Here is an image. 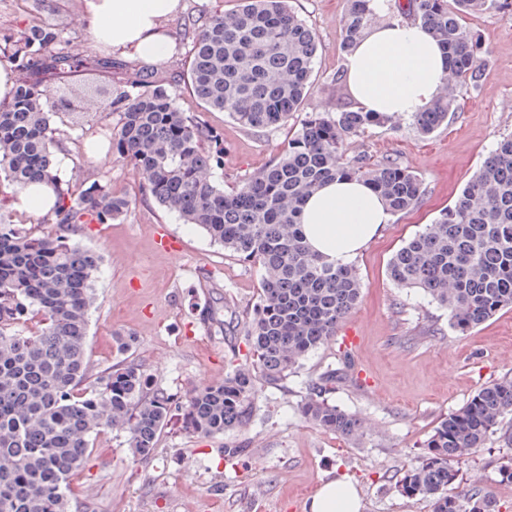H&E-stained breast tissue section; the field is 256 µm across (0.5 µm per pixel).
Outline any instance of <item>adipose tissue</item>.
<instances>
[{"label":"adipose tissue","instance_id":"adipose-tissue-1","mask_svg":"<svg viewBox=\"0 0 512 512\" xmlns=\"http://www.w3.org/2000/svg\"><path fill=\"white\" fill-rule=\"evenodd\" d=\"M180 0H83L92 45L107 44L148 65L164 61L171 42L163 23ZM346 81L364 110L411 116L435 99L448 74V56L420 25L396 18L375 25L348 54ZM392 215L366 183L336 180L313 194L303 208L305 237L317 252L347 263L378 234ZM308 512H360L345 482L323 484Z\"/></svg>","mask_w":512,"mask_h":512}]
</instances>
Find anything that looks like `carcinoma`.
Here are the masks:
<instances>
[{
  "label": "carcinoma",
  "mask_w": 512,
  "mask_h": 512,
  "mask_svg": "<svg viewBox=\"0 0 512 512\" xmlns=\"http://www.w3.org/2000/svg\"><path fill=\"white\" fill-rule=\"evenodd\" d=\"M509 0H409L397 6L413 16L447 51L451 75L464 87L482 76L479 37L466 25L472 14L511 6ZM373 0H349L342 18L348 52L376 21ZM59 33L35 25L15 40L12 57L28 77L0 101V183L15 190L48 185L56 204L42 219L55 233L37 235L24 224H0V512H70L68 484L83 467L95 436L126 434L132 454L151 455L175 416L182 429L212 436L245 429L256 415L258 383L288 378L313 350L336 334L356 306V267L336 264L304 241L302 207L329 181L368 183L391 213L417 206L422 182L412 171L349 146L372 127L392 123L384 112L346 103L332 114L312 113L270 165L226 191L214 179L219 134L182 111L173 81L141 70L100 95L117 116L110 144L145 174V192L214 243L261 269V287L246 336L255 359L224 379L195 387L176 401L148 391L132 363H118L89 379L86 339L97 297L102 256L71 239L75 225L125 216L128 197L98 181L65 180L54 163L62 139L57 118L85 117L81 100L63 77L88 66L112 67V58L89 63L58 47ZM316 37L288 0H242L192 27L188 81L209 110L226 112L246 129L277 128L311 94ZM443 82L432 104L412 116L429 136L457 110ZM400 288L426 292L448 311L453 328L467 333L512 308V134L502 137L436 223L427 224L392 255L387 267ZM43 316L37 336L23 334L29 316ZM336 371L325 372L301 404L309 423L345 437L358 434L357 417L326 398ZM512 413V377L481 389L442 418L398 491L432 500L433 512H499L489 489L448 492L459 463L484 447L500 418Z\"/></svg>",
  "instance_id": "obj_1"
}]
</instances>
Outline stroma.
Wrapping results in <instances>:
<instances>
[{
  "instance_id": "1",
  "label": "stroma",
  "mask_w": 512,
  "mask_h": 512,
  "mask_svg": "<svg viewBox=\"0 0 512 512\" xmlns=\"http://www.w3.org/2000/svg\"><path fill=\"white\" fill-rule=\"evenodd\" d=\"M289 4L316 34L314 90L287 125L264 131L205 110L186 79L187 44L177 38L185 19L233 11L239 0H181L178 13L164 24L176 41L157 69L176 80L181 110L221 133L222 164L215 178L225 187L271 163L304 114L332 112L351 99L348 88L334 81L346 61L341 20L348 0ZM82 13V0H0V61L10 60L14 40L33 25L56 28L74 58H94L98 51L89 44ZM466 24L482 41L485 69L477 87L461 91L447 124L425 138L410 118L399 116L350 146V154L363 151L371 162L391 159L414 172L423 195L415 209L393 215L355 257L361 294L342 328L282 384L260 385L257 414L245 430L198 437L172 422L142 460L132 457L123 433L101 432L71 481V512H307L310 496L329 481L352 484L360 512H432L430 499L400 495L399 480L416 465L441 418L512 376V308L463 336L423 291L398 287L387 273L392 254L453 205L496 142L512 134V8L471 15ZM114 121L105 111L70 129L67 154L58 160L63 177L109 181L133 201L123 220L75 229L76 241L103 256L86 360L95 376L127 359L140 366L152 389L181 397L252 361L244 329L258 301L261 271L159 206L145 194L142 175L117 154L101 160L88 155L89 145L106 146L104 134ZM160 231L183 242L181 255L157 249ZM349 327L360 338L353 351L344 343ZM117 334L134 341L127 356L115 350ZM342 367L348 374L328 397L359 418L352 439L314 428L299 413L312 384ZM500 428L486 447L463 458L460 485L492 489L500 512H512V483L498 474L512 462V415L504 416ZM239 442L249 454L226 460L225 447Z\"/></svg>"
}]
</instances>
